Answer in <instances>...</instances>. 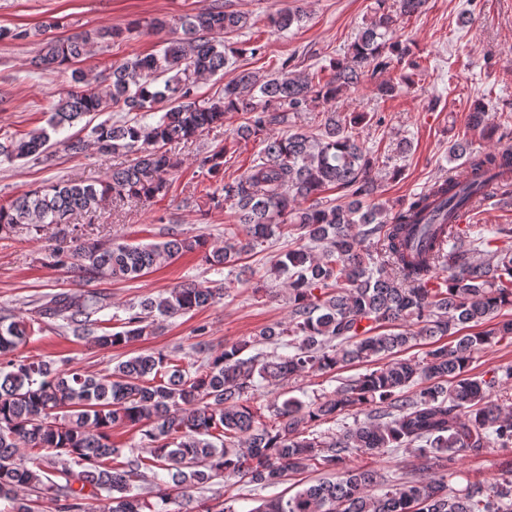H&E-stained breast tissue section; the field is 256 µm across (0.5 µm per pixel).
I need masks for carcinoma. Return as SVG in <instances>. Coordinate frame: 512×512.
I'll list each match as a JSON object with an SVG mask.
<instances>
[{"mask_svg": "<svg viewBox=\"0 0 512 512\" xmlns=\"http://www.w3.org/2000/svg\"><path fill=\"white\" fill-rule=\"evenodd\" d=\"M302 11L282 9L269 17L279 31L301 22ZM249 17L212 6L182 17L178 24L155 19L150 27L168 32L158 53L137 55L114 65L87 90L72 92L53 106V131L112 108L135 113L91 126L88 137L69 136L64 149L79 156L94 147L102 156L133 154L98 184L62 181L26 191L0 205V232L21 224H69L74 215L93 216L107 199L151 201L166 189V175L181 167L170 146L191 141L224 124L228 112L244 114L242 139L263 136V149L243 177L224 181V150L198 158L200 173L217 183L207 194L216 207L229 205L245 236L213 248L202 236L169 234L160 243L132 245L73 236L51 249L57 266L87 281L135 280L187 253L199 252L214 268L232 267L256 244L272 237H296V247L280 254L274 270L288 275V322L262 328L250 341L214 351L186 368L167 354L143 353L94 375L79 368L57 369L43 358L15 352L35 334L34 325L61 320L73 335L108 349L152 336L169 318L212 305L225 283L176 285L137 304L118 331H99L95 315L108 297L89 292L77 299L56 292L26 318L0 315V501L5 512H39L47 499L56 512H169L145 500L140 484L163 475V504L175 512H239L235 500L194 498L190 490L224 477L262 489L294 473L325 474L316 483L262 500L249 512H512V462L501 477L448 488V468L459 458L490 446L512 450V408L493 398V390L512 382V365L502 378L469 373L479 352L512 337V318L485 330L482 325L512 308V224H498L494 237L464 238L470 229L453 228L448 215L484 194L485 174L512 172V149H475L466 141L449 149L464 159L458 178L435 182L429 197L416 194L396 208L366 207L375 195L376 160L336 116L325 118L313 136L297 131L273 136L269 126L290 112H304L317 99L330 103L357 86L370 71L392 61L415 69L408 46L393 40L396 19L377 0L374 21L352 43L328 80L297 70L295 58L279 71L243 72L224 85L223 96L200 101L195 83L224 70V43L215 32L245 28ZM110 29L44 39L35 65L72 67L71 78L85 81L75 68L88 48ZM259 95H253L254 91ZM469 124L489 140L498 130L479 104ZM51 136L39 129L0 143L8 161L32 159L54 164ZM330 188L347 201H319ZM311 202L305 207L303 203ZM374 240L382 256L367 246ZM321 253H313L312 247ZM463 328L475 332L462 334ZM431 341L416 361L398 354ZM291 348L289 355L266 359L244 356L259 344ZM392 360L305 403L285 399L264 420L251 404L255 379L277 383L310 372L331 373L349 365ZM366 412L338 432L316 431L325 423ZM136 427L145 455H133L115 468L107 464L118 449L112 431ZM384 448H409L411 477L388 480L378 469L352 468L346 459ZM100 501L103 507L93 506Z\"/></svg>", "mask_w": 512, "mask_h": 512, "instance_id": "obj_1", "label": "carcinoma"}]
</instances>
